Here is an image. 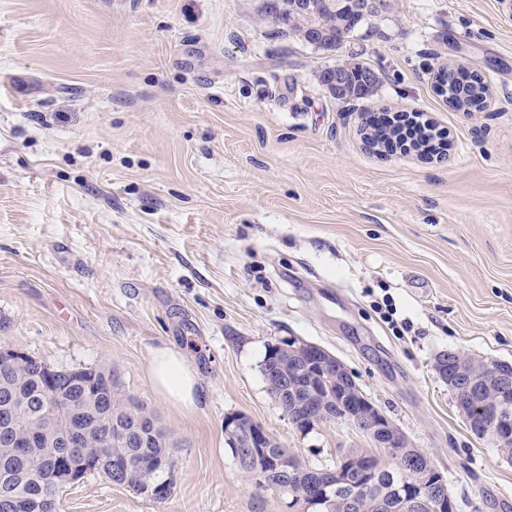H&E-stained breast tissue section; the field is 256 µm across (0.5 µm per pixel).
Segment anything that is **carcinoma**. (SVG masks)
I'll return each mask as SVG.
<instances>
[{"instance_id":"1","label":"carcinoma","mask_w":512,"mask_h":512,"mask_svg":"<svg viewBox=\"0 0 512 512\" xmlns=\"http://www.w3.org/2000/svg\"><path fill=\"white\" fill-rule=\"evenodd\" d=\"M316 7L311 11L301 9L300 0H275L268 7L269 16L275 19V23L283 29L298 35L302 40L309 41L313 36H318L320 49L335 51L340 49L357 34L358 29L379 13L353 14L345 8V4L351 0H315ZM337 72L344 75L343 85L336 86L332 83V75L329 68L321 69L317 74L319 84L334 99L342 102H355L371 97L379 83V73L370 65L352 57L335 65ZM442 86L439 94L446 97V104L452 110L463 107L472 108L477 112L486 107L489 97L488 87L478 73H472L462 67L455 69V78L446 84L444 80L436 81ZM311 360V356L301 354L288 357L285 350L275 346L268 350L263 363V372L270 370L275 372L274 385L269 387L270 393L276 401L283 404L297 403L299 414L309 422L318 425L331 421L324 415L323 407H332V404L324 403L322 397L330 393L336 394L335 373H325L317 380L321 398L311 399L306 395L308 374L305 371L304 361ZM46 363L32 356L18 357L10 364H0V401L17 397L27 405L11 425V439L0 442V494L5 492L10 497L12 508L10 512H29V505L33 498L44 491L45 449L29 447V441L38 436L41 428L38 419L39 409L44 397V383ZM94 377V384L89 394L102 400H107V394H112V418L119 423L131 421L133 416H147L153 418V414L130 397L124 395L115 381L112 367L102 364L90 368L60 369L58 377L74 378L81 381L87 376ZM112 447L119 448L125 453L138 458L148 451L152 457L162 461V467L155 469L148 478H143L140 471L129 470L122 476H116L110 472L103 477L116 485L127 484L135 491H140L142 482L160 489L159 499L164 500L171 495L172 481L168 478L162 480L160 475L169 474L174 468L172 459L167 452V435L164 430L155 427V436L152 439L151 448H127L122 442L112 438ZM241 469L246 476H251L254 465H265L268 462L266 456H261L258 462H253L249 456V449L235 448ZM364 462L371 469L378 470L381 485L394 480L396 482L410 483L415 479V468L407 464L401 465L404 452L401 448H391L389 453H384L380 448H364ZM298 469V473L290 477L278 476L267 484V488L288 496L289 499L299 501L307 494L317 492L319 475L323 470L311 469L301 464L296 458L289 457ZM26 468L28 479L23 484L14 483L13 475L20 468ZM355 512H382L378 506V490L367 489L362 492L360 507Z\"/></svg>"}]
</instances>
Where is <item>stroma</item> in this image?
<instances>
[{
	"label": "stroma",
	"mask_w": 512,
	"mask_h": 512,
	"mask_svg": "<svg viewBox=\"0 0 512 512\" xmlns=\"http://www.w3.org/2000/svg\"><path fill=\"white\" fill-rule=\"evenodd\" d=\"M265 3L0 0V346L110 365L175 462L166 500L91 473L59 512H288L245 477L226 415L311 468L369 445L338 420L290 423L261 365L293 341L347 366L459 512H512V459L434 369L448 351L512 364V0H392L334 52ZM351 56L381 83L348 104L316 73ZM448 64L484 75V111L436 93ZM399 112L446 154L370 148L367 118ZM164 345L196 367L193 410L150 383Z\"/></svg>",
	"instance_id": "stroma-1"
}]
</instances>
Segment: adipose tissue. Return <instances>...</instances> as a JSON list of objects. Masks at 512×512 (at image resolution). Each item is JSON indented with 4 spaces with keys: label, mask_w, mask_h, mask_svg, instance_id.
I'll use <instances>...</instances> for the list:
<instances>
[{
    "label": "adipose tissue",
    "mask_w": 512,
    "mask_h": 512,
    "mask_svg": "<svg viewBox=\"0 0 512 512\" xmlns=\"http://www.w3.org/2000/svg\"><path fill=\"white\" fill-rule=\"evenodd\" d=\"M148 375L152 386L183 410L193 409L197 402L198 375L181 350L168 346L152 351Z\"/></svg>",
    "instance_id": "obj_1"
}]
</instances>
